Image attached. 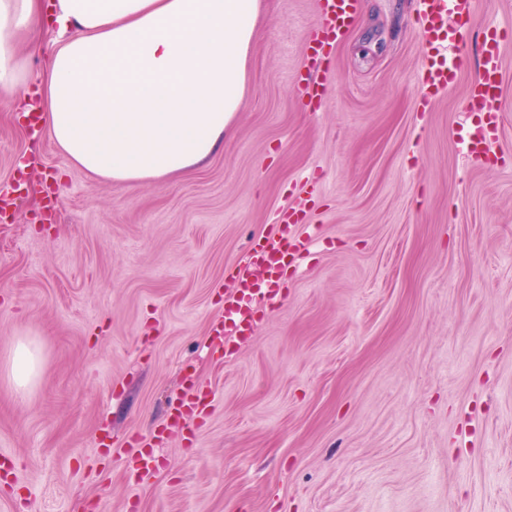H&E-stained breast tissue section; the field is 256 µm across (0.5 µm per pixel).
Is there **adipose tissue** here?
Listing matches in <instances>:
<instances>
[{
  "label": "adipose tissue",
  "instance_id": "1",
  "mask_svg": "<svg viewBox=\"0 0 512 512\" xmlns=\"http://www.w3.org/2000/svg\"><path fill=\"white\" fill-rule=\"evenodd\" d=\"M263 0H0V108L30 83L72 164L116 185L191 170L220 145L247 96ZM38 78L15 38L44 26Z\"/></svg>",
  "mask_w": 512,
  "mask_h": 512
}]
</instances>
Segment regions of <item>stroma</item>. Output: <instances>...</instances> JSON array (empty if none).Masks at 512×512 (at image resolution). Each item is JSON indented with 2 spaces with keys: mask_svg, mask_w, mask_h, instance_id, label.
<instances>
[{
  "mask_svg": "<svg viewBox=\"0 0 512 512\" xmlns=\"http://www.w3.org/2000/svg\"><path fill=\"white\" fill-rule=\"evenodd\" d=\"M415 8L362 0L309 112L317 0H267L223 145L132 190L0 112V189L59 202L45 219L34 190L0 223V452L18 463L0 512H512V41L497 165L462 142L479 33L512 30V0H475L442 50L462 75L427 108ZM302 199L318 239L226 354L224 292ZM21 340L42 359L23 395ZM189 373L212 402L188 439L166 423ZM158 432L135 481L127 443ZM41 365L36 351L25 343H18L8 363V377L17 392L24 394L35 383Z\"/></svg>",
  "mask_w": 512,
  "mask_h": 512,
  "instance_id": "1",
  "label": "stroma"
}]
</instances>
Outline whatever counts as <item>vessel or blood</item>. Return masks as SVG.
<instances>
[{"instance_id": "obj_1", "label": "vessel or blood", "mask_w": 512, "mask_h": 512, "mask_svg": "<svg viewBox=\"0 0 512 512\" xmlns=\"http://www.w3.org/2000/svg\"><path fill=\"white\" fill-rule=\"evenodd\" d=\"M318 6L321 22L308 39L304 68L297 77L304 105L312 112L320 109L325 95L318 75L327 69L337 44L352 26L361 0H318ZM474 9L475 0H420L418 23L427 51V96H436L456 82L462 62L448 63L436 49L457 42L471 29ZM505 36V31L496 27L483 31L480 66L467 95L468 109L478 117L474 132L466 140L467 151L480 164L490 163L491 143L500 127V59ZM306 217L307 204L303 201L281 209L275 217V233L252 245L247 269L239 274L235 287L224 293L221 325L225 335L239 341L252 336L259 303L281 294L289 268L310 254L314 239L300 230ZM207 398L198 383H190L173 402L176 422L188 430L200 425L208 414Z\"/></svg>"}]
</instances>
